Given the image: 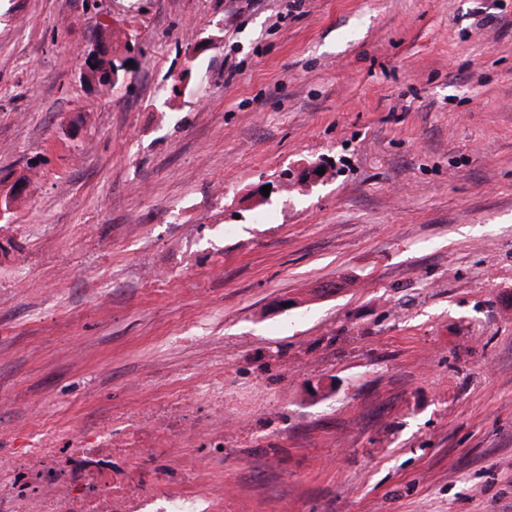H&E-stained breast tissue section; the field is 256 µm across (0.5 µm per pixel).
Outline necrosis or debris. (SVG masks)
I'll list each match as a JSON object with an SVG mask.
<instances>
[{"label":"necrosis or debris","mask_w":512,"mask_h":512,"mask_svg":"<svg viewBox=\"0 0 512 512\" xmlns=\"http://www.w3.org/2000/svg\"><path fill=\"white\" fill-rule=\"evenodd\" d=\"M224 368L184 372L132 412L0 437V512H224Z\"/></svg>","instance_id":"1"}]
</instances>
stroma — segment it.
I'll use <instances>...</instances> for the list:
<instances>
[{
    "label": "stroma",
    "instance_id": "stroma-1",
    "mask_svg": "<svg viewBox=\"0 0 512 512\" xmlns=\"http://www.w3.org/2000/svg\"><path fill=\"white\" fill-rule=\"evenodd\" d=\"M0 198V432L220 363L226 512H512V0H0ZM100 50L103 58L100 60V65L98 67H95V69H92L91 65L95 64L96 56L94 54H88L85 57V64L87 68H90L86 71L84 77L89 83L98 84L99 86L107 90L112 88V86H114L115 83L119 81V73H114V75H116L117 78L113 79V67L114 65H117L112 60V47L103 45L102 48H100Z\"/></svg>",
    "mask_w": 512,
    "mask_h": 512
}]
</instances>
